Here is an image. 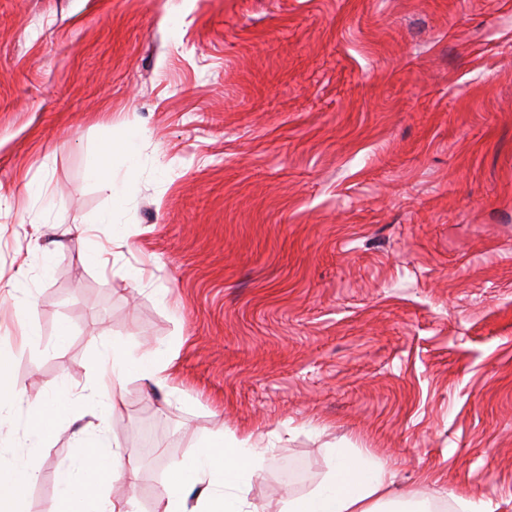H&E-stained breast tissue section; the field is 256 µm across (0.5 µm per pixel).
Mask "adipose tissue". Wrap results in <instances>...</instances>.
Returning a JSON list of instances; mask_svg holds the SVG:
<instances>
[{
	"mask_svg": "<svg viewBox=\"0 0 512 512\" xmlns=\"http://www.w3.org/2000/svg\"><path fill=\"white\" fill-rule=\"evenodd\" d=\"M69 391H53L44 407L28 414V435L39 438L68 427ZM264 454L253 435L202 443L190 458L170 467L159 495L157 512H250L246 493L263 468ZM131 457L120 446L83 448L72 463L56 474L59 488L55 512H131V500L111 498L112 481L134 483ZM40 471L26 461L0 466V512H20L19 494L34 484ZM393 483L391 471L370 454L342 448L323 481L307 495L285 501L277 512H380Z\"/></svg>",
	"mask_w": 512,
	"mask_h": 512,
	"instance_id": "ef3b65f1",
	"label": "adipose tissue"
}]
</instances>
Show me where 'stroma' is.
<instances>
[{"instance_id": "1", "label": "stroma", "mask_w": 512, "mask_h": 512, "mask_svg": "<svg viewBox=\"0 0 512 512\" xmlns=\"http://www.w3.org/2000/svg\"><path fill=\"white\" fill-rule=\"evenodd\" d=\"M117 125L136 157L108 193L89 171ZM116 228L129 248L90 263ZM8 283L29 407L94 387L113 341L176 355L109 424L74 403L82 435L0 426L41 471L26 512L81 446L126 448L136 484L108 492L155 512L194 442L250 433L256 512L336 448L384 461L393 500L512 512V0H0Z\"/></svg>"}]
</instances>
